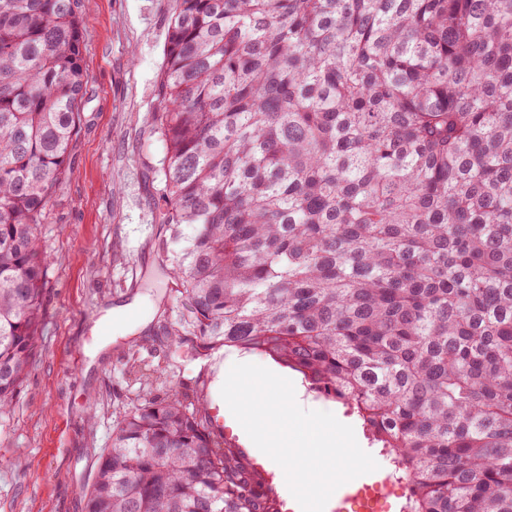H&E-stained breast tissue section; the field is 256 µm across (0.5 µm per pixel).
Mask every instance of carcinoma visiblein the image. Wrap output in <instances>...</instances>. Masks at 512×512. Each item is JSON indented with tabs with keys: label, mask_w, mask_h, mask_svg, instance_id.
Masks as SVG:
<instances>
[{
	"label": "carcinoma",
	"mask_w": 512,
	"mask_h": 512,
	"mask_svg": "<svg viewBox=\"0 0 512 512\" xmlns=\"http://www.w3.org/2000/svg\"><path fill=\"white\" fill-rule=\"evenodd\" d=\"M83 0H0V414L44 320L39 226ZM151 116L173 341L345 405L400 512H512V0H175ZM85 512H281L197 390L131 358Z\"/></svg>",
	"instance_id": "1"
}]
</instances>
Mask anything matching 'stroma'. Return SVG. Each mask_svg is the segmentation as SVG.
Listing matches in <instances>:
<instances>
[{
	"label": "stroma",
	"instance_id": "1",
	"mask_svg": "<svg viewBox=\"0 0 512 512\" xmlns=\"http://www.w3.org/2000/svg\"><path fill=\"white\" fill-rule=\"evenodd\" d=\"M173 7L174 0H91L84 17L81 132L40 228L52 264L37 355L0 415V512H84L83 490L110 442L113 413L138 393L125 370L126 351L143 344L145 361L162 364L173 350L177 311L158 251L162 226L151 179L164 144L149 123L159 106L154 90ZM119 307L125 313L113 319L110 334L93 338V312ZM213 362L182 356L172 386L197 388L226 440L266 464L223 400ZM236 363L290 379L304 391V409L345 419L360 447L374 453L360 421L298 372L266 354L225 350V366Z\"/></svg>",
	"mask_w": 512,
	"mask_h": 512
}]
</instances>
